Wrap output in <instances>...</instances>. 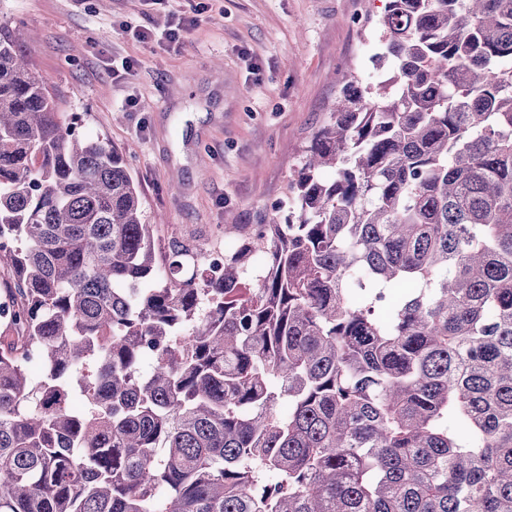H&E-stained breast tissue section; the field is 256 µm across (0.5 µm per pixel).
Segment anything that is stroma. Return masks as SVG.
Returning a JSON list of instances; mask_svg holds the SVG:
<instances>
[{"mask_svg": "<svg viewBox=\"0 0 512 512\" xmlns=\"http://www.w3.org/2000/svg\"><path fill=\"white\" fill-rule=\"evenodd\" d=\"M386 0H0V19L87 137L126 150L158 246L223 244L288 205L346 75L375 85ZM189 24L177 44L172 18ZM157 33L144 43L138 29Z\"/></svg>", "mask_w": 512, "mask_h": 512, "instance_id": "1", "label": "stroma"}]
</instances>
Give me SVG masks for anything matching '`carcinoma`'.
<instances>
[{"label":"carcinoma","mask_w":512,"mask_h":512,"mask_svg":"<svg viewBox=\"0 0 512 512\" xmlns=\"http://www.w3.org/2000/svg\"><path fill=\"white\" fill-rule=\"evenodd\" d=\"M379 25L216 271L0 20V512H512V0Z\"/></svg>","instance_id":"1"}]
</instances>
